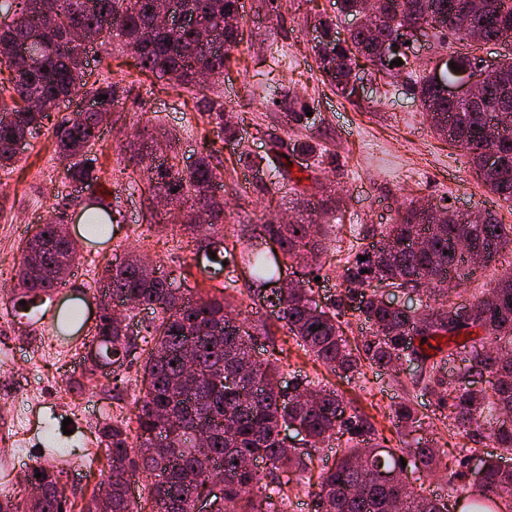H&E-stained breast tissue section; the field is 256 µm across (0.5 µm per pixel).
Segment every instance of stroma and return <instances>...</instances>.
Returning <instances> with one entry per match:
<instances>
[{
    "mask_svg": "<svg viewBox=\"0 0 512 512\" xmlns=\"http://www.w3.org/2000/svg\"><path fill=\"white\" fill-rule=\"evenodd\" d=\"M325 14L334 16L341 34L355 22L354 17L338 14L336 0H244V39L233 49L222 81L191 92L140 73L132 53L122 47L93 45L87 55L90 70L131 84L119 105L123 120L102 128L97 141L99 183L80 187L66 180L65 163L43 129L29 138L14 170L0 171V471L10 473L8 483L0 482V499L8 496L23 502L24 471L48 447L67 462L63 479L67 493L90 496L104 467V453L97 443L99 427L137 412L139 388L132 368L126 371L129 384L121 395L113 394L111 379L98 376L87 381L83 393L60 397V386L82 375L90 328L59 337L52 314L32 326L12 312L13 268L34 227L44 222L52 204L62 201L67 215L77 217L87 198L103 188L108 201L122 210L124 221L113 225L109 243L82 246L80 262L56 300L78 292L94 294L97 272L131 252L164 265L177 287H227L234 312L247 317L251 326L264 324L271 330L272 339L259 340L258 345L263 348L271 342L282 349L284 381L306 377L335 388L374 424L385 446L401 445L398 429L389 420L391 405L403 396L412 399L422 425L410 438L435 440L444 467L429 476L405 469L410 485L442 495L449 484L475 483L474 472L458 464L466 441L453 433L448 410L438 408L429 393L411 383L416 362L402 363L392 371L365 365L351 377L331 373L304 354L275 315L253 308L245 280L229 286L224 278H210L196 260L195 235L173 232L167 223H147V200L124 172L134 149L160 131L174 136L181 164L196 161L205 140L217 135L215 126L196 112V101L220 92L224 118L238 129L237 142L221 145L217 155L222 180L215 195L224 203V234L230 238L245 225L270 220L277 207L262 182L239 163L240 152L265 154L273 132L320 145L321 164L315 180L306 181L305 187L310 195L340 201L336 230L324 243L320 279L313 284L316 300L324 307L345 294L342 274L349 248L370 243L373 229L394 223L410 201L447 203L461 212L486 209L500 223L512 224V205L486 191L461 148L433 133L406 74L390 76L363 63L355 70L359 91L353 99L343 98L329 86L312 50L315 26ZM511 50L501 43L472 47L452 42L443 49L425 42L411 66L421 74L448 53H468L493 62ZM271 98L282 99V108L270 109ZM293 112L309 113L310 119L293 122L289 118ZM510 267L512 251H502L496 263L454 284L455 301L471 302Z\"/></svg>",
    "mask_w": 512,
    "mask_h": 512,
    "instance_id": "1",
    "label": "stroma"
}]
</instances>
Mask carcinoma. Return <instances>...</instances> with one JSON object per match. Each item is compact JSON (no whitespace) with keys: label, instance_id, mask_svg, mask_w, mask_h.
Masks as SVG:
<instances>
[{"label":"carcinoma","instance_id":"1","mask_svg":"<svg viewBox=\"0 0 512 512\" xmlns=\"http://www.w3.org/2000/svg\"><path fill=\"white\" fill-rule=\"evenodd\" d=\"M159 0H0V65L10 71L0 83V169L17 161L16 141L44 127L55 151L71 160L65 179L98 181L96 157L99 118L93 112H77L55 118L59 102L80 94L98 98L117 109L128 90L118 82L90 80L84 54L86 45L117 41L133 49L137 67L186 90L198 85L199 70L213 72L211 82L224 76L231 50L243 40L241 0H190L196 25L179 31L156 24ZM489 8L475 0H377V13L336 42V22L320 18L314 51L319 68L337 91L351 96L353 65L364 59L377 70L398 69L396 59L409 64L405 51L394 49L398 32L413 24L434 27L444 39L466 41L479 35L487 41L512 40V0H489ZM29 44L31 64L19 68L12 51ZM334 44V53L324 47ZM506 84L492 82L475 103L451 102L433 78H414L413 89L427 113L433 131L463 148L486 189L512 204V57L495 64ZM196 110L218 127L217 137L233 141L236 130L222 126L223 98L203 96ZM504 114L498 132L501 163L490 166L485 149L484 126ZM174 141L169 136L153 139L134 166L145 159L162 162L149 176L132 180L153 201L161 199L177 207L179 227L192 232L205 224L210 235L198 250L208 262L248 270V292L253 304L279 307V321L296 344L333 371H358L365 360L372 367L391 370L407 359L417 362L412 384L449 405L453 426L471 440L487 439L493 447L512 454V272L468 306L469 315L446 293L442 302H424L417 309L392 307L378 293L385 286L431 297L439 286L463 266L483 268L512 247V225L500 223L491 213L476 210L462 214L448 206L442 217L434 208L409 203L392 224L379 232L377 243L357 251L344 265L346 298L363 291L354 311L368 323L361 340L362 355L354 354L344 336L342 311L317 304L311 282L321 270L310 246L323 224H261L247 229L249 242L242 249L228 245L219 235L224 224V205L213 195L221 171L206 149L193 164L175 163ZM317 147L308 141L290 142L272 134L269 154L262 161L239 155L238 161L255 174L266 168L278 172L274 192L297 193L301 178H292L288 162L295 155H313ZM110 205L95 197L83 211V234L89 241L105 240L115 216ZM65 216H51L35 227L21 250L15 269L18 293L13 308H28L27 319L65 284L80 256L79 241L61 235L57 225ZM275 238L284 259L308 270L295 286L265 289L282 281L283 262L270 257L254 238ZM366 260L361 261L359 257ZM141 258L129 254L107 265L100 289L128 305V317L137 331L117 323L102 311L94 326L85 361L112 359V390L127 384L123 368L139 363L142 396L138 399L136 427L123 421L105 423L99 429L100 445L109 461L104 489L91 496L81 512H194L196 500L207 493V474L218 469L223 490L218 512H263V504L277 500L288 512V483L277 471L304 470L312 450L341 434L351 446L319 472L314 483L318 512H449L448 499L459 498L455 487L447 496H433L397 480L404 471L400 457L410 458L414 469L432 473L442 465L440 449L431 443L407 445L396 453L376 443L373 424L357 409H347L344 399L320 381L301 379L290 387L280 384L276 352L259 360L253 349L266 329L247 330L229 311L224 295L208 293L192 299L173 287L171 276L156 269L148 279L141 274ZM25 301L20 305L19 301ZM151 317L140 319L141 311ZM446 339L448 354L438 360L422 353L431 340ZM460 359L463 370L489 385L469 384L457 389L449 380L448 365ZM398 427L412 429L420 418L411 400L401 399L390 408ZM290 426L302 430L301 442L288 444L281 432ZM201 433L198 446L191 433ZM137 447V456L130 448ZM248 459L265 462L267 471L245 468ZM483 478L469 489L463 512H512V468L494 459L481 462ZM141 471L148 483L146 502L131 496L129 470ZM41 477H35V473ZM64 467L34 465L23 476L32 495L23 504L0 500V512H69L64 493Z\"/></svg>","mask_w":512,"mask_h":512}]
</instances>
